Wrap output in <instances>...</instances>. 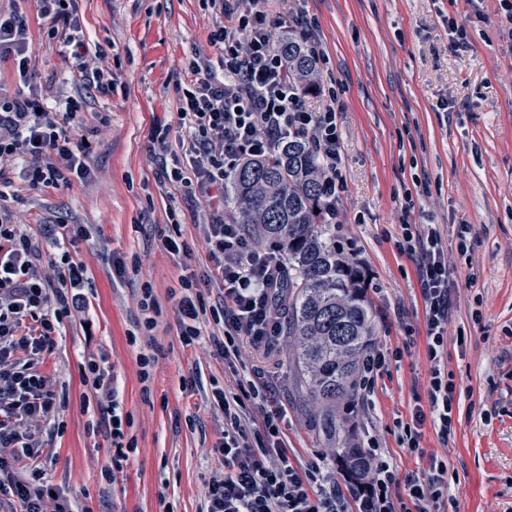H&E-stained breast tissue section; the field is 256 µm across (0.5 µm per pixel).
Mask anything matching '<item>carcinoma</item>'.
Instances as JSON below:
<instances>
[{
  "instance_id": "carcinoma-1",
  "label": "carcinoma",
  "mask_w": 512,
  "mask_h": 512,
  "mask_svg": "<svg viewBox=\"0 0 512 512\" xmlns=\"http://www.w3.org/2000/svg\"><path fill=\"white\" fill-rule=\"evenodd\" d=\"M276 48L297 79H311L316 62L302 41L290 34ZM228 183L234 220L288 262L283 329L294 339L308 398L321 407L330 431L336 403L354 399L360 359L376 336L365 272L339 246L322 214L314 213L323 209V178L305 139L291 136L275 156L241 161ZM339 461L349 477L365 476L359 449L344 448Z\"/></svg>"
}]
</instances>
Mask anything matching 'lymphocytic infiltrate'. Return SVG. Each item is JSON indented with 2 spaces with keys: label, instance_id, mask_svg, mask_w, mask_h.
<instances>
[{
  "label": "lymphocytic infiltrate",
  "instance_id": "f902f5d3",
  "mask_svg": "<svg viewBox=\"0 0 512 512\" xmlns=\"http://www.w3.org/2000/svg\"><path fill=\"white\" fill-rule=\"evenodd\" d=\"M199 2L214 17L208 41L219 55L190 60L178 128H152L151 156L160 186L183 194L200 215L198 239L192 242L181 233L178 211L170 210L171 228L161 237L162 247L188 258L199 244L209 260L207 269L180 279L171 304L178 336L183 347H195L204 316H212L224 326L215 352L232 367L240 359V339L273 350L287 266L277 251L256 246L227 218V167L245 157L273 155L284 138L302 136L316 151L333 191L342 187V144L335 104L311 111L305 90L275 50L276 30L309 27L305 15L274 12L273 0ZM43 3L50 20L47 40L62 44L75 59L80 90L48 105L33 82L28 25L15 14H0V61L12 63L21 87L11 97L0 93V167H9L24 186L60 188L90 173L83 143L88 95L110 93L112 74L101 67L103 50L88 53L72 6L64 0ZM4 198L0 190V512H72L69 499L44 478L43 433L63 431L60 412L67 405L44 363L64 322L90 321L91 283L75 249L91 233L81 224L27 223ZM400 249L415 260L431 362L428 403L414 405L401 443L409 454L427 458V466L398 476L380 448L371 447L364 452L367 475L361 481L340 483L325 462L295 467L282 438V411L263 408L268 384L250 380L231 392L215 382L210 403L224 418L213 448L220 469L205 485L199 512H348L352 502L358 512H439L448 494V465L426 456L420 429L432 422L444 439L455 431L457 385L440 357L452 309L448 263L432 224L407 232ZM212 292L218 302L210 306L205 297ZM112 371L103 355L85 357L79 366L81 383L96 402L94 427L113 447L112 464L102 471L110 482L136 450ZM256 408L263 409V421L248 426L247 415ZM399 484L405 487L401 497L392 493Z\"/></svg>",
  "mask_w": 512,
  "mask_h": 512
}]
</instances>
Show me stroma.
<instances>
[{
    "label": "stroma",
    "instance_id": "stroma-1",
    "mask_svg": "<svg viewBox=\"0 0 512 512\" xmlns=\"http://www.w3.org/2000/svg\"><path fill=\"white\" fill-rule=\"evenodd\" d=\"M317 24L323 54L320 93L306 99L321 110L325 89L336 92L343 143V191L336 200L337 241L352 243L369 275L378 334L374 349L400 350L388 362L370 400L336 406V431L322 427L293 359L291 337L273 352L240 340L244 374L225 366L209 339L183 348L167 301L182 259L159 245L167 210H182L184 236L195 216L182 198H164L148 150L153 126L177 127L181 84L194 54L215 56L208 42L214 18L199 0H73L88 51L104 49L112 68L111 93L94 94L84 131L90 143L88 179L71 187L20 190L31 223L88 224L92 238L78 258L92 282V336L66 323L45 370L65 386L63 434L54 437L47 480L77 507L91 512H198L203 487L218 466L211 450L224 420L210 405V385L236 389L239 377L268 382L294 464L318 456L337 459L344 444H376L399 471L415 468L400 443L415 396L430 381L425 307L414 261L398 250L405 223L436 225L454 282L448 349L443 363L459 384V422L449 441L424 424L421 444L448 463L455 477L442 512H512V43L499 31L497 0L473 13L469 0H294ZM0 10L25 19L31 66L47 100L73 91V65L42 35L39 0H0ZM465 26L471 47H448V20ZM110 128L95 132V113ZM470 243L460 253V237ZM138 262L119 277L112 258ZM162 299L155 331L156 371L150 393L138 376L139 347L128 342L141 318L142 281ZM105 353L114 385L129 413L137 451L115 483L101 477L113 451L94 433L84 409L79 365ZM197 375L195 389L183 377Z\"/></svg>",
    "mask_w": 512,
    "mask_h": 512
}]
</instances>
